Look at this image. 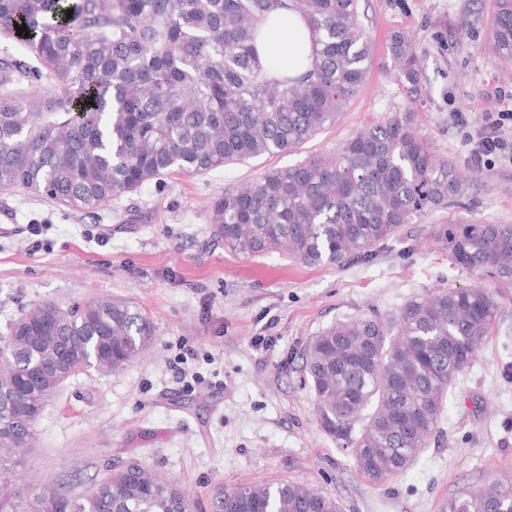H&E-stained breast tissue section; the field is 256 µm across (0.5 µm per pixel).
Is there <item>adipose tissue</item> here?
<instances>
[{"mask_svg": "<svg viewBox=\"0 0 512 512\" xmlns=\"http://www.w3.org/2000/svg\"><path fill=\"white\" fill-rule=\"evenodd\" d=\"M287 37V51H279L280 37ZM258 55L270 76L295 74L312 64V35L305 19L295 12L273 13L263 25Z\"/></svg>", "mask_w": 512, "mask_h": 512, "instance_id": "adipose-tissue-1", "label": "adipose tissue"}]
</instances>
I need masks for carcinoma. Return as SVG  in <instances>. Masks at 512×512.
Here are the masks:
<instances>
[{
	"mask_svg": "<svg viewBox=\"0 0 512 512\" xmlns=\"http://www.w3.org/2000/svg\"><path fill=\"white\" fill-rule=\"evenodd\" d=\"M294 11L312 32L311 68L277 78L257 53L260 27ZM72 16H67V13ZM26 24L29 36L15 25ZM0 189L92 212L165 175H202L297 147L334 124L363 84L372 44L359 0H0ZM489 48L512 60V0H495ZM396 75L414 91L411 36L393 33ZM26 80L30 98L12 86ZM461 186L406 113L372 124L331 156L270 168L208 206L224 249H284L308 266L368 260ZM457 265L512 284V224H437ZM499 313L479 284L440 288L394 316L337 322L309 342L303 371L319 428L382 482L437 431L448 389L472 365ZM138 305L92 298L35 304L0 333V512H191L173 483L131 457L81 495L13 485L47 399L76 373H116L153 342ZM210 512H340L338 500L281 481L220 488ZM448 512H512V487L448 500Z\"/></svg>",
	"mask_w": 512,
	"mask_h": 512,
	"instance_id": "obj_1",
	"label": "carcinoma"
}]
</instances>
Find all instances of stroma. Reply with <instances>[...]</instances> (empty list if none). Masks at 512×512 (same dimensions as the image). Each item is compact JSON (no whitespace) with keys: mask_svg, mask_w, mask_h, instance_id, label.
I'll return each instance as SVG.
<instances>
[{"mask_svg":"<svg viewBox=\"0 0 512 512\" xmlns=\"http://www.w3.org/2000/svg\"><path fill=\"white\" fill-rule=\"evenodd\" d=\"M492 6L360 0L373 47L366 81L334 125L289 151L167 175L92 213L0 190V331L33 303L97 296L136 303L154 325L151 348L124 370L71 377L47 401L22 484L79 494L134 456L180 485L195 512L217 488L258 482L309 486L342 512H446L456 495L512 486V287L454 265L430 237L437 224H512V127L501 132L503 149L476 155L486 116L512 111V64L488 50ZM397 30L421 61L413 93L387 52ZM408 112L432 152L463 174L462 192L416 216L372 259L310 267L281 251L235 255L215 238L214 198ZM476 284L496 292L500 312L475 363L414 462L371 482L320 430L304 348L337 322Z\"/></svg>","mask_w":512,"mask_h":512,"instance_id":"stroma-1","label":"stroma"}]
</instances>
